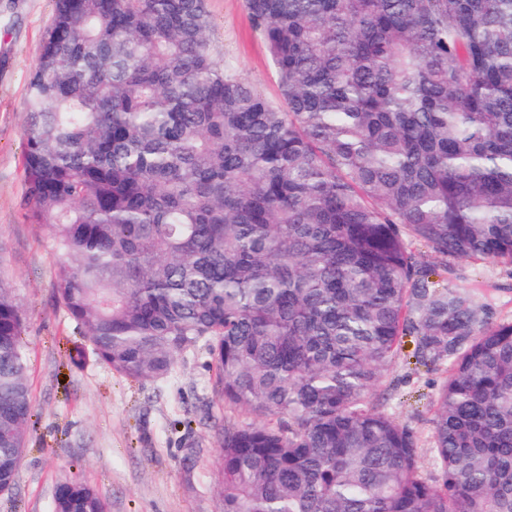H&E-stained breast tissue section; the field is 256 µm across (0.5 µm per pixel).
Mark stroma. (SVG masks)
I'll return each instance as SVG.
<instances>
[{"instance_id": "1", "label": "stroma", "mask_w": 512, "mask_h": 512, "mask_svg": "<svg viewBox=\"0 0 512 512\" xmlns=\"http://www.w3.org/2000/svg\"><path fill=\"white\" fill-rule=\"evenodd\" d=\"M206 7L225 72L277 99L269 54L244 0H206ZM54 14L55 0H0V275L27 317L34 404L16 487L0 495V512H51L58 482L70 474L93 486L109 512H220L211 425L228 413L210 397L216 372L206 354L180 358L161 381L67 361L75 324L57 302L58 254L26 217L23 172L26 86ZM455 266L461 285L480 289L498 319L512 320V267L490 259ZM396 373L405 382L388 410L429 440L433 377L406 365Z\"/></svg>"}]
</instances>
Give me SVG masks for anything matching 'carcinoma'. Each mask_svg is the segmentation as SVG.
<instances>
[{
	"label": "carcinoma",
	"mask_w": 512,
	"mask_h": 512,
	"mask_svg": "<svg viewBox=\"0 0 512 512\" xmlns=\"http://www.w3.org/2000/svg\"><path fill=\"white\" fill-rule=\"evenodd\" d=\"M280 102L224 72L205 0H55L27 86V218L69 364L204 352L221 512H512V322L448 281L512 265V0H244ZM421 244L431 261L413 249ZM0 279V493L33 415ZM440 373L429 448L383 407ZM53 512H107L77 477Z\"/></svg>",
	"instance_id": "cac0c4a2"
}]
</instances>
